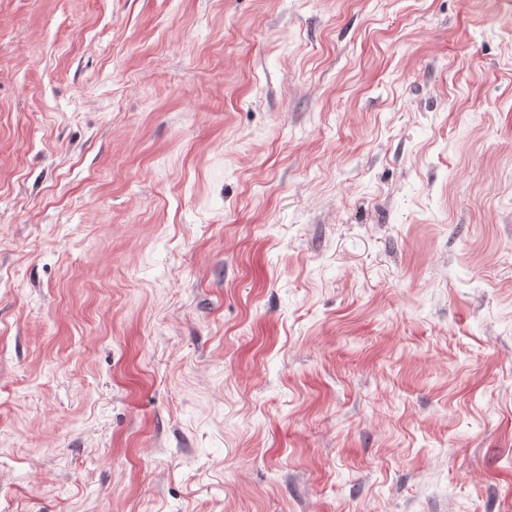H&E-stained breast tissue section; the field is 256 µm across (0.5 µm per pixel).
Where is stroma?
<instances>
[{
  "instance_id": "1",
  "label": "stroma",
  "mask_w": 512,
  "mask_h": 512,
  "mask_svg": "<svg viewBox=\"0 0 512 512\" xmlns=\"http://www.w3.org/2000/svg\"><path fill=\"white\" fill-rule=\"evenodd\" d=\"M0 512H512V0H0Z\"/></svg>"
}]
</instances>
